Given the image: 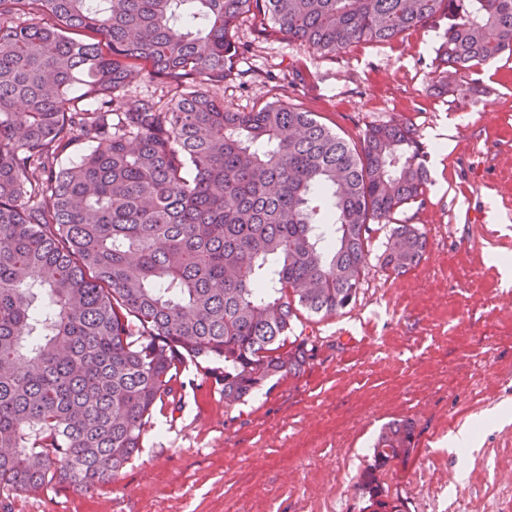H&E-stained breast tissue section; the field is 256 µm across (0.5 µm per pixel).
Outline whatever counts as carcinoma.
<instances>
[{"instance_id":"obj_1","label":"carcinoma","mask_w":512,"mask_h":512,"mask_svg":"<svg viewBox=\"0 0 512 512\" xmlns=\"http://www.w3.org/2000/svg\"><path fill=\"white\" fill-rule=\"evenodd\" d=\"M25 16L27 20L16 22ZM251 16L336 54L448 20L430 89L512 52V0H0V491L91 492L140 448L187 360L243 401L314 356L300 316L353 306L372 254L396 275L427 238L413 129L359 144L278 102L234 112L208 90L233 72ZM139 65L181 87L129 99ZM97 144L62 163L74 142ZM394 420L355 484L365 512H404L386 474L414 451Z\"/></svg>"}]
</instances>
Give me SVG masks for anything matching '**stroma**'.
I'll return each instance as SVG.
<instances>
[{
  "instance_id": "1",
  "label": "stroma",
  "mask_w": 512,
  "mask_h": 512,
  "mask_svg": "<svg viewBox=\"0 0 512 512\" xmlns=\"http://www.w3.org/2000/svg\"><path fill=\"white\" fill-rule=\"evenodd\" d=\"M447 21L335 55L241 20L227 109L271 102L318 115L358 142L399 119L430 158L423 206L397 218L428 239L400 276L370 262L356 304L301 320L316 355L244 402L186 364L173 404L155 410L139 451L111 482L0 493V512H360L354 485L380 428L411 420L416 447L387 482L406 512H512V310L496 266L512 259V54L474 71L485 92L460 107L429 91ZM477 428L472 449L449 437Z\"/></svg>"
}]
</instances>
